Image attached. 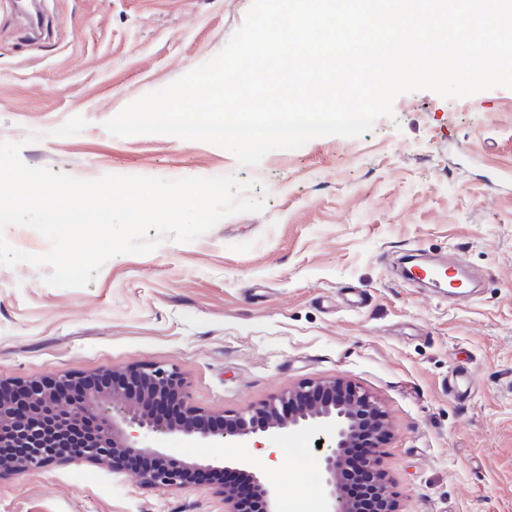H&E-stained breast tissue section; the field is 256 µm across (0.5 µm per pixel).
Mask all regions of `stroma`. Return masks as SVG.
I'll list each match as a JSON object with an SVG mask.
<instances>
[{
    "mask_svg": "<svg viewBox=\"0 0 512 512\" xmlns=\"http://www.w3.org/2000/svg\"><path fill=\"white\" fill-rule=\"evenodd\" d=\"M251 0H40L34 33L0 0V141L81 179L233 175L262 211L190 242L107 260L89 285L0 266V379L154 363L213 416L307 380L375 396L390 436L379 466L401 512H512V89L400 95L364 134L276 150L255 167L216 145L111 135L105 121L219 53ZM497 177L501 189L487 180ZM456 251L467 299L404 282L398 258ZM318 432L278 433L252 468L321 490ZM0 512H224L206 485L62 462L0 478Z\"/></svg>",
    "mask_w": 512,
    "mask_h": 512,
    "instance_id": "obj_1",
    "label": "stroma"
}]
</instances>
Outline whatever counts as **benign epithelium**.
I'll return each instance as SVG.
<instances>
[{
	"instance_id": "obj_1",
	"label": "benign epithelium",
	"mask_w": 512,
	"mask_h": 512,
	"mask_svg": "<svg viewBox=\"0 0 512 512\" xmlns=\"http://www.w3.org/2000/svg\"><path fill=\"white\" fill-rule=\"evenodd\" d=\"M86 386L83 397L72 401L64 389ZM381 432L373 441L378 447L387 438L385 414L377 399L360 387L341 379L305 381L271 397L258 407L221 416L222 427L207 426L211 417L187 403L183 379L158 364H144L92 377L65 375L50 381L4 382L0 380V448L22 452L0 457V478L59 462L87 461L112 465L122 472L126 453L147 454L157 459L150 471L138 474L141 486L173 491L191 485L189 475L197 469L213 474L209 486L224 501V512H245L237 492L224 483V472L242 475L259 499L262 512H278L279 490L252 471L248 460L237 457L229 464H200L171 448H158L137 441L139 431L148 434L182 433L202 441H222L226 448H242L276 432L323 431L327 446L323 455L322 483L325 512H357V505L341 491L345 475L344 449L363 433L364 420ZM85 422L94 432L83 440L82 452L71 457L56 446L58 433ZM368 467L375 474L377 512H398L392 492L378 469L374 453Z\"/></svg>"
}]
</instances>
